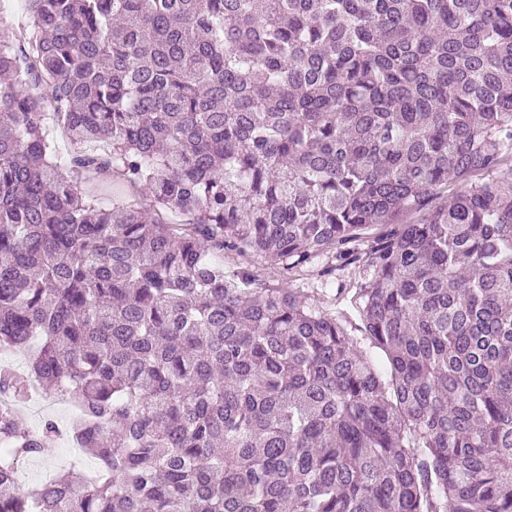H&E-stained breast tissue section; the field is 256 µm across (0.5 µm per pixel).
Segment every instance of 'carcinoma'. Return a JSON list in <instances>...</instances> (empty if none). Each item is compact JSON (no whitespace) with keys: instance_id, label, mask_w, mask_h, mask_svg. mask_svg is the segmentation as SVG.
Wrapping results in <instances>:
<instances>
[{"instance_id":"carcinoma-1","label":"carcinoma","mask_w":512,"mask_h":512,"mask_svg":"<svg viewBox=\"0 0 512 512\" xmlns=\"http://www.w3.org/2000/svg\"><path fill=\"white\" fill-rule=\"evenodd\" d=\"M27 5L0 16V512H512V0ZM374 224L356 300L388 384L224 265L345 259ZM35 386L97 468L24 490L59 434L21 413ZM81 190L90 193L99 198L106 204L111 203L116 198H124L128 196L127 188L119 182L96 181L87 185H83Z\"/></svg>"}]
</instances>
